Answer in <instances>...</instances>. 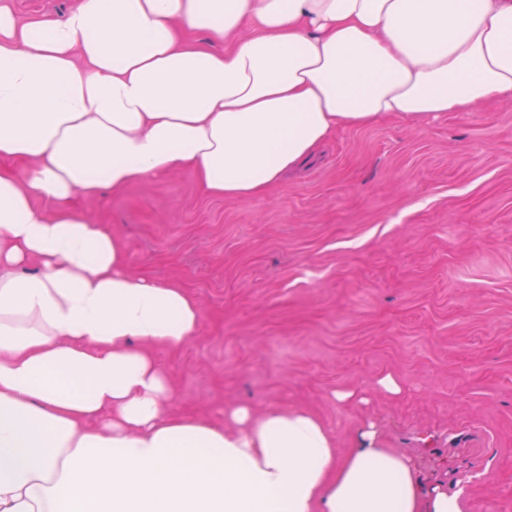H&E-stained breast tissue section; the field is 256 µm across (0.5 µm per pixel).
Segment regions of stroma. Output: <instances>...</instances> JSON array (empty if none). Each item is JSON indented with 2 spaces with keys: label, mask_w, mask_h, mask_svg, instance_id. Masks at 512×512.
Returning <instances> with one entry per match:
<instances>
[{
  "label": "stroma",
  "mask_w": 512,
  "mask_h": 512,
  "mask_svg": "<svg viewBox=\"0 0 512 512\" xmlns=\"http://www.w3.org/2000/svg\"><path fill=\"white\" fill-rule=\"evenodd\" d=\"M74 203L130 272L202 309L193 340L156 352L172 409L304 408L341 449L371 421L464 512H512V104L338 128L246 201L181 170Z\"/></svg>",
  "instance_id": "35a3bbf8"
}]
</instances>
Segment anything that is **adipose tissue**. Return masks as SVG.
Listing matches in <instances>:
<instances>
[{"label": "adipose tissue", "mask_w": 512, "mask_h": 512, "mask_svg": "<svg viewBox=\"0 0 512 512\" xmlns=\"http://www.w3.org/2000/svg\"><path fill=\"white\" fill-rule=\"evenodd\" d=\"M492 98L512 102V0H78L24 23L0 0V162L31 165L0 169V512H464L373 424L342 452L305 409L171 411L153 349L201 307L129 273L73 198L190 169L248 200L339 127Z\"/></svg>", "instance_id": "1"}]
</instances>
